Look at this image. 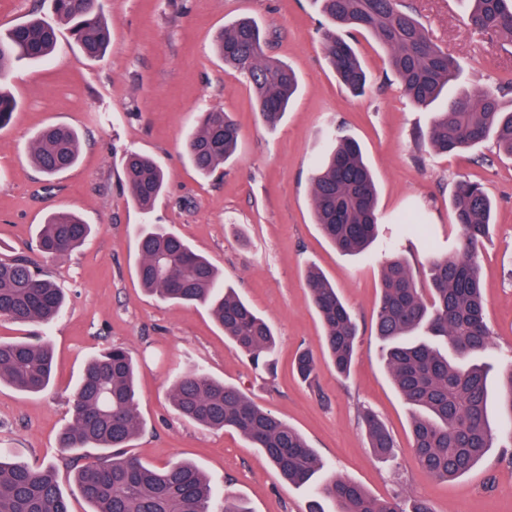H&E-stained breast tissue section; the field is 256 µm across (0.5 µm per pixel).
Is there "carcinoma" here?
<instances>
[{
  "instance_id": "cac0c4a2",
  "label": "carcinoma",
  "mask_w": 512,
  "mask_h": 512,
  "mask_svg": "<svg viewBox=\"0 0 512 512\" xmlns=\"http://www.w3.org/2000/svg\"><path fill=\"white\" fill-rule=\"evenodd\" d=\"M469 26L512 42V0H460ZM329 23L326 57L337 80L360 96L368 76L355 49L340 35L344 28L369 32L388 52V64L405 94L414 102L437 99L457 77L454 58L445 53L404 0H316ZM55 21L33 18L0 33V127L17 108L3 81L16 62L44 61L59 48L56 23L70 25L82 55L99 61L111 40L105 21V0L88 11L84 0H51ZM214 45L224 64L244 74L253 90L254 109L273 127L288 110L298 79L288 65L265 52L266 40L249 18L224 26ZM512 94V81L498 91L472 89L448 99L435 113L424 137L436 154L474 147L493 140L498 152L512 156V110L502 97ZM239 128L222 109L203 113L187 134L191 165L209 176L238 149ZM76 130L48 126L30 145V159L47 177L79 160ZM130 198L146 217L162 194L165 174L150 157L129 153L123 165ZM311 205L324 237L346 254L365 250L377 225V189L359 144L337 135L325 158L310 176ZM460 237L448 255L429 262V296L417 288L407 265L386 262L381 271V297L375 336L383 344L392 381L412 412L414 452L431 478L456 479L470 472L497 447L498 428L488 417V368L476 359L492 345L485 319L479 244L488 235L492 201L484 187L462 179L451 198ZM91 227L66 209L41 225L37 250L49 257L75 249ZM140 253L137 274L142 286L172 304L208 307L224 329V337L246 354L255 368L271 369L275 338L270 326L233 289L224 286L216 266L161 224L137 225ZM306 286L324 328L325 347L336 372L350 374L357 353L358 329L353 314L324 274L306 273ZM61 291L41 276L25 256L0 260V317L16 323L47 325L62 311ZM296 368L305 382L316 377L312 355L300 353ZM136 368L130 352L114 345L91 358L77 382L73 421L60 438L61 448L81 453L97 449L92 461L75 469L74 479L88 512H249L236 499H219L194 464L177 461L154 468L130 454L142 421L135 389ZM53 378V353L42 338L0 340V384L25 393L46 390ZM169 397L180 417L211 429H234L260 449L288 483L309 485L327 469L303 435L262 408L238 387L212 377L204 368L186 370L172 383ZM499 408L512 424V368L502 379ZM369 447L382 459L394 448L385 425L374 414L360 415ZM435 512L421 498L380 501L362 486L333 475L314 487L307 512ZM0 512H72L55 466H32L0 456Z\"/></svg>"
}]
</instances>
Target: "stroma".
Listing matches in <instances>:
<instances>
[{
    "label": "stroma",
    "instance_id": "obj_1",
    "mask_svg": "<svg viewBox=\"0 0 512 512\" xmlns=\"http://www.w3.org/2000/svg\"><path fill=\"white\" fill-rule=\"evenodd\" d=\"M409 3L460 65L451 92L493 90L512 73V45L473 30L459 0ZM243 17L265 29L267 55L290 66L299 80L273 129L254 112L246 77L213 52L215 34ZM107 18L112 41L104 60L83 57L64 25L58 53L44 63H19L6 85L17 110L0 130V259L30 256L62 289L65 308L45 330L0 318V339L44 334L55 356L50 391L28 394L0 385V449L54 465L74 512H86L59 439L72 422L85 363L120 345L138 365L143 430L131 452L155 467L193 461L250 512H305L312 491L284 482L236 431L206 429L174 414L169 387L188 368L203 367L239 387L302 433L332 471L376 499L421 497L435 512H512V459L501 449H490L454 480L420 470L411 411L373 330L385 261L400 257L419 288H428L431 255L447 254L458 241L450 204L454 185L479 182L494 202L479 262L494 342L482 360L490 391H498L512 365V157L497 153L490 140L453 154L432 152L424 137L434 107L416 105L404 94L387 51L365 31L347 35L371 77L370 91L354 96L325 56V19L315 0H109ZM211 108L234 116L240 140L235 159L205 178L189 163L183 142L197 114ZM54 124L76 129L81 151L76 166L49 179L31 165L28 151L33 136ZM335 132L359 142L378 186L377 237L360 254L336 250L314 222L309 177ZM130 151L153 157L168 174L152 223L221 267L225 282L270 324L277 339L274 373L254 370L207 308L164 303L141 286L133 229L143 217L123 181ZM63 207L92 224L93 233L71 254L43 257L32 251V240L46 216ZM312 264L358 324L359 353L346 378L325 353L323 328L304 285ZM304 349L317 360L312 386L293 367ZM365 410L391 432L393 462L379 461L369 447L359 419Z\"/></svg>",
    "mask_w": 512,
    "mask_h": 512
}]
</instances>
